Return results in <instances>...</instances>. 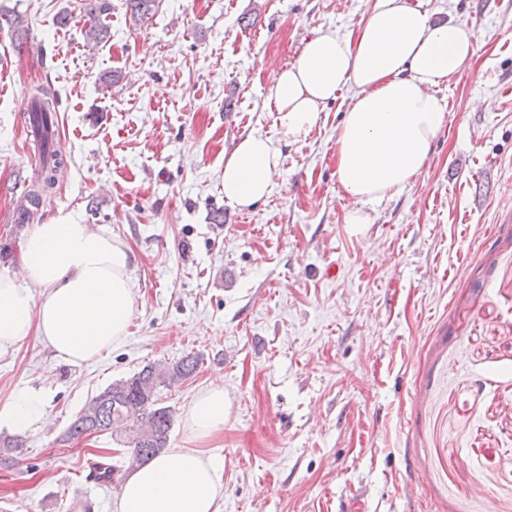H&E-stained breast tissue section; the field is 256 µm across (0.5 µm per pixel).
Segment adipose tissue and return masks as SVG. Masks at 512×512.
Returning <instances> with one entry per match:
<instances>
[{
	"label": "adipose tissue",
	"instance_id": "1",
	"mask_svg": "<svg viewBox=\"0 0 512 512\" xmlns=\"http://www.w3.org/2000/svg\"><path fill=\"white\" fill-rule=\"evenodd\" d=\"M477 38L465 22L435 21L410 0H372L356 30L318 32L299 58L268 77L277 136L253 132L224 154V198L249 208L274 191L283 145L304 139L325 106L349 96L336 129V172L360 202L402 192L425 168L445 107L437 89L471 68ZM129 250L110 232L61 217L26 231L17 271L0 272V348L37 335L72 364L95 362L123 342L135 308ZM44 388L18 387L0 406V429L44 428ZM191 438L224 427V386L213 382L185 412ZM224 460L170 448L137 467L118 512H220Z\"/></svg>",
	"mask_w": 512,
	"mask_h": 512
}]
</instances>
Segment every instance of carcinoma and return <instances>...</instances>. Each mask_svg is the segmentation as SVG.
Returning <instances> with one entry per match:
<instances>
[{"label":"carcinoma","mask_w":512,"mask_h":512,"mask_svg":"<svg viewBox=\"0 0 512 512\" xmlns=\"http://www.w3.org/2000/svg\"><path fill=\"white\" fill-rule=\"evenodd\" d=\"M125 6L131 22L142 25L154 16L157 0H125ZM111 10L112 0H85L83 11L90 18L83 31L87 46L93 48L108 38L104 19ZM27 27L22 13L0 9L1 30L6 28L20 36ZM57 103L54 90L39 89V97L29 109L35 129L47 128V116L56 111ZM198 366V357L188 354L175 363H149L132 376L111 383L84 405L63 434L62 441L108 431L122 437L133 461L141 463L156 456L167 445L173 421L170 407L159 405L161 389L190 377Z\"/></svg>","instance_id":"obj_1"}]
</instances>
